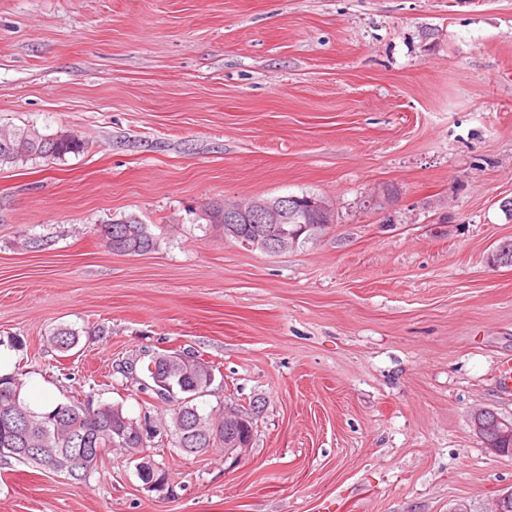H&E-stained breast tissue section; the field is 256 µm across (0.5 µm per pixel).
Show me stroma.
Masks as SVG:
<instances>
[{
    "label": "stroma",
    "instance_id": "obj_1",
    "mask_svg": "<svg viewBox=\"0 0 512 512\" xmlns=\"http://www.w3.org/2000/svg\"><path fill=\"white\" fill-rule=\"evenodd\" d=\"M1 126L86 144L0 167V370L31 406L170 426L135 380L191 349L223 375L200 409L261 408L240 460L151 448L168 496L119 450L79 481L2 459L0 512H496L512 453L472 415L512 419V0H0ZM302 194L334 222L283 254L202 218ZM124 216L156 250L106 246Z\"/></svg>",
    "mask_w": 512,
    "mask_h": 512
}]
</instances>
